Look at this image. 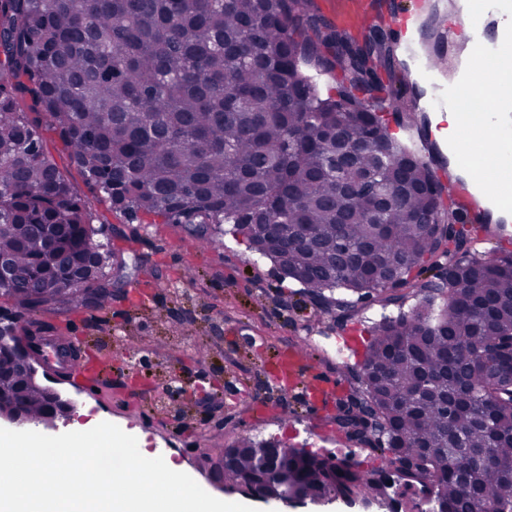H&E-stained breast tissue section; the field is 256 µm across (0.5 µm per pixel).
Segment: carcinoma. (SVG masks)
Listing matches in <instances>:
<instances>
[{
    "label": "carcinoma",
    "instance_id": "carcinoma-1",
    "mask_svg": "<svg viewBox=\"0 0 512 512\" xmlns=\"http://www.w3.org/2000/svg\"><path fill=\"white\" fill-rule=\"evenodd\" d=\"M394 56L382 14L357 38L315 0H0V253L13 279L0 297L23 310L4 331L35 347L53 330L46 313L112 299L100 268L112 249L17 110L24 95L112 209L186 224L203 246L208 225H233L340 327L363 305L398 309L346 367L332 417L382 466L241 437L227 489L385 501L396 484L436 494L440 512H512V251L476 253L488 225L460 222L431 165L392 147L383 112L416 111ZM306 66L339 75L335 95ZM3 361L0 398L39 416L43 394L17 390L27 361ZM258 448L275 449L271 482ZM476 451L493 463L461 476Z\"/></svg>",
    "mask_w": 512,
    "mask_h": 512
}]
</instances>
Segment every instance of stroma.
<instances>
[{"label": "stroma", "mask_w": 512, "mask_h": 512, "mask_svg": "<svg viewBox=\"0 0 512 512\" xmlns=\"http://www.w3.org/2000/svg\"><path fill=\"white\" fill-rule=\"evenodd\" d=\"M18 107L43 127V144L90 206L93 224L112 245L114 263L124 277L112 288L103 310L58 309L46 314L58 335L79 339L85 358L123 350L111 371L100 379L97 393H84L69 377L48 370L47 384L94 410V423L116 424L135 436L140 452L156 457L166 449L173 470L189 474L205 491L224 500L223 480L211 470L215 451L231 437L289 439L339 460H359L362 468L380 466L376 453L356 447L332 422L335 407L309 408L268 372L279 357L297 344L312 353L311 374L335 382L337 396L348 383L337 362L355 364L357 356L344 345L347 333L370 340L383 312L366 308L339 329L319 316L292 280H280L272 263L218 227L214 242L200 247L181 225L155 224L149 216L113 211L109 202L85 184L72 167L69 151L45 126L44 114L29 99ZM189 387H201L202 402L181 399L169 375Z\"/></svg>", "instance_id": "stroma-1"}]
</instances>
